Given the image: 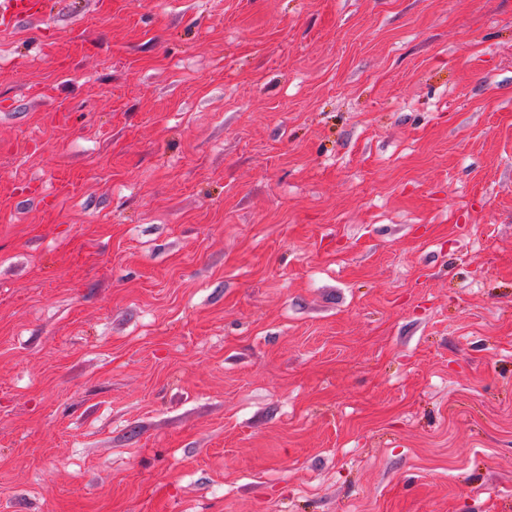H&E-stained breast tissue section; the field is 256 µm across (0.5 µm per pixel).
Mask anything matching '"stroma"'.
Segmentation results:
<instances>
[{
    "instance_id": "obj_1",
    "label": "stroma",
    "mask_w": 512,
    "mask_h": 512,
    "mask_svg": "<svg viewBox=\"0 0 512 512\" xmlns=\"http://www.w3.org/2000/svg\"><path fill=\"white\" fill-rule=\"evenodd\" d=\"M0 512H512V0L0 33Z\"/></svg>"
}]
</instances>
